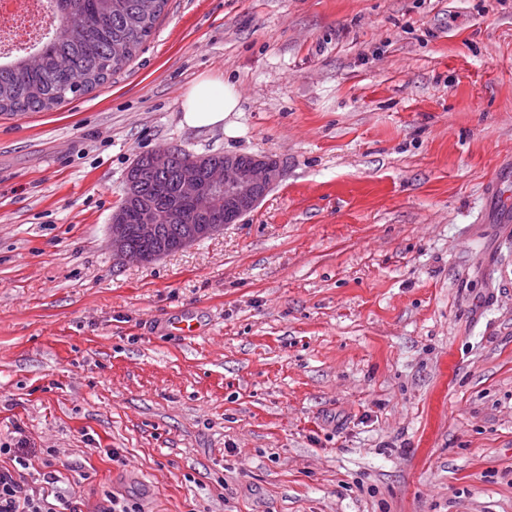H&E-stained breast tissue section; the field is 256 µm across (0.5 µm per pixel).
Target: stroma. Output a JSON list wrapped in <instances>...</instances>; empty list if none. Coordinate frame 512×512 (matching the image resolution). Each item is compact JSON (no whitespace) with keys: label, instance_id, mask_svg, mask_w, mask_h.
Instances as JSON below:
<instances>
[{"label":"stroma","instance_id":"stroma-1","mask_svg":"<svg viewBox=\"0 0 512 512\" xmlns=\"http://www.w3.org/2000/svg\"><path fill=\"white\" fill-rule=\"evenodd\" d=\"M203 74L237 136L182 125ZM167 148L284 176L123 262ZM508 160L512 0H168L92 93L0 112V443L79 512H512Z\"/></svg>","mask_w":512,"mask_h":512}]
</instances>
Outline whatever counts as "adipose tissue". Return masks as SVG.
<instances>
[{"mask_svg": "<svg viewBox=\"0 0 512 512\" xmlns=\"http://www.w3.org/2000/svg\"><path fill=\"white\" fill-rule=\"evenodd\" d=\"M239 106V95L233 85L203 75L183 96L181 122L191 128H220L232 137L236 135L237 127L229 117Z\"/></svg>", "mask_w": 512, "mask_h": 512, "instance_id": "1", "label": "adipose tissue"}]
</instances>
